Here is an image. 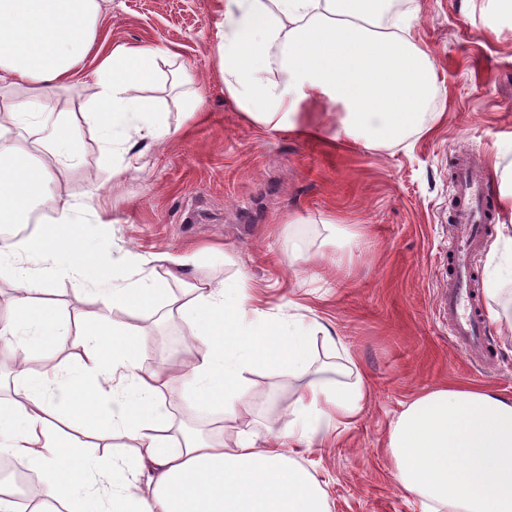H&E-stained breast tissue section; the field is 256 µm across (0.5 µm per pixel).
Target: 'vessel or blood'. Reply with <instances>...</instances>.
I'll return each instance as SVG.
<instances>
[{
	"label": "vessel or blood",
	"mask_w": 512,
	"mask_h": 512,
	"mask_svg": "<svg viewBox=\"0 0 512 512\" xmlns=\"http://www.w3.org/2000/svg\"><path fill=\"white\" fill-rule=\"evenodd\" d=\"M486 188L469 169H462L458 186L457 222L460 237L450 248L453 279L443 297L451 341L467 354L483 352L485 325L473 308V256L481 245L486 226L483 222Z\"/></svg>",
	"instance_id": "b4317fda"
}]
</instances>
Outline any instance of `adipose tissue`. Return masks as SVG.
I'll list each match as a JSON object with an SVG mask.
<instances>
[{
	"mask_svg": "<svg viewBox=\"0 0 512 512\" xmlns=\"http://www.w3.org/2000/svg\"><path fill=\"white\" fill-rule=\"evenodd\" d=\"M101 11V0H0V92L15 97L0 114V223H28L44 206L56 214L37 234L0 244V274L18 292L0 308V359L48 360V345L67 334L56 301L40 294L39 261L54 258L97 296L79 325L77 373L57 365L20 372L22 398L0 402V453L38 473L65 512H329L316 476L286 449L259 447L243 425L244 375L263 363L298 380L292 439L328 437L360 413L367 392L363 382L340 386L328 368L314 367L311 342L323 323L268 319L244 282L193 286L176 307L198 344L183 374L196 406H221L236 438L169 448L171 369L145 370L146 336L119 319L158 305L165 290L151 273L126 283L111 245L82 232L58 192L76 130L47 91L88 75L84 119L104 151L122 155L113 176L136 170L139 141L171 134L138 94L156 81L169 49L118 46L86 72ZM418 20V8L391 13L387 0H219L213 26L224 97L260 129L320 131L319 111L331 105L341 109L338 136L368 148L394 143L423 131L439 92L432 56L412 36ZM500 209L506 220L489 252L488 317L512 327L504 288L512 283V162L502 171ZM60 421L102 441L121 433L138 452L129 461L92 456L53 433ZM387 448L397 484L421 512H512V397L458 384L422 392L399 415Z\"/></svg>",
	"mask_w": 512,
	"mask_h": 512,
	"instance_id": "ef3b65f1",
	"label": "adipose tissue"
}]
</instances>
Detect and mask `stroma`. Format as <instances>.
<instances>
[{
    "mask_svg": "<svg viewBox=\"0 0 512 512\" xmlns=\"http://www.w3.org/2000/svg\"><path fill=\"white\" fill-rule=\"evenodd\" d=\"M418 2L413 37L433 53L440 96L426 109V132L368 150L347 139L331 145L260 131L225 101L213 63L217 0H107L87 70L117 46L170 47L177 63L190 65L206 118L184 119L183 88L173 79L174 66H164L141 94L175 134L146 152L140 171L115 179L111 155L93 129L80 124L78 154L63 176V191L78 204L75 216L86 230L95 226L93 211L83 207L86 192L91 182L101 183L96 204L113 219L106 233L114 255L156 257L169 296L242 273L269 317L308 308L358 359L369 400L352 424L324 443L293 446L267 430L272 418L288 426L296 397L292 376L263 365L245 375L258 445L293 447L321 482L330 512H420L394 481L387 452L394 421L417 393L458 382L512 396L506 329L488 325V356L464 358L448 338L439 306L448 284L458 159L472 157L479 174L497 186L494 162L512 146V23L495 25L493 0ZM292 214L298 223H289ZM335 224L351 228L354 239L334 234ZM295 238L306 241L309 262H289ZM339 254L345 262L338 268L331 260ZM177 257L186 258V266L175 267ZM51 266L38 264L36 277L52 290L69 330L51 353L73 370L83 352L78 315L92 309V296ZM166 310L161 303L130 320L148 335L155 357L169 350L187 354L185 327ZM169 391L177 400L173 434L191 428L218 440L234 436L221 407L194 413L189 389L176 377Z\"/></svg>",
    "mask_w": 512,
    "mask_h": 512,
    "instance_id": "obj_1",
    "label": "stroma"
}]
</instances>
